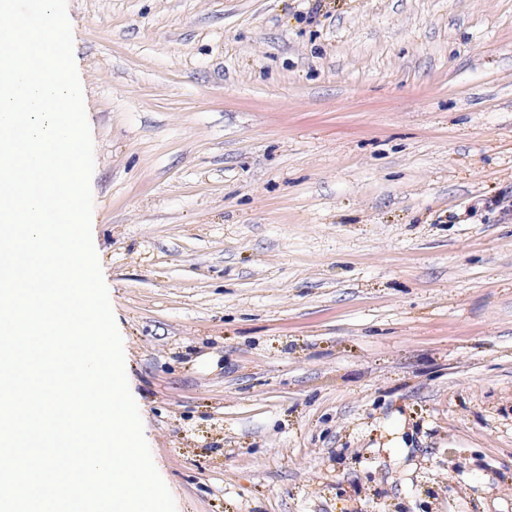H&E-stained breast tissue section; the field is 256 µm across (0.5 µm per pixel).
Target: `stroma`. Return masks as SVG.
I'll return each instance as SVG.
<instances>
[{"label":"stroma","instance_id":"35a3bbf8","mask_svg":"<svg viewBox=\"0 0 512 512\" xmlns=\"http://www.w3.org/2000/svg\"><path fill=\"white\" fill-rule=\"evenodd\" d=\"M67 10L177 512H512V0Z\"/></svg>","mask_w":512,"mask_h":512}]
</instances>
